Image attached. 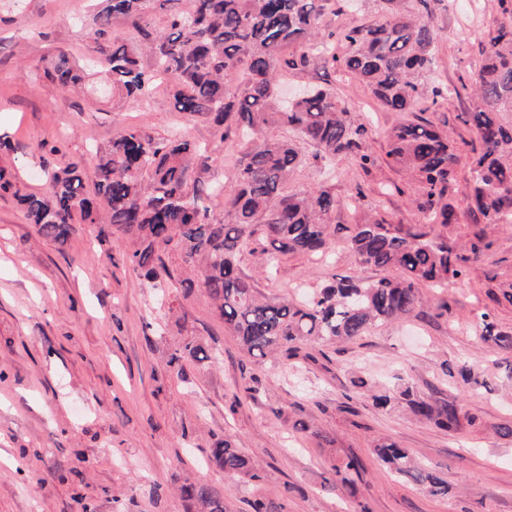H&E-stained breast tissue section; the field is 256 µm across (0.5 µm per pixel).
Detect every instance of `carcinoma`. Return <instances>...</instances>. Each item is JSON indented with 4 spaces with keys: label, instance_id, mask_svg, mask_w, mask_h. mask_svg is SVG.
Listing matches in <instances>:
<instances>
[{
    "label": "carcinoma",
    "instance_id": "1",
    "mask_svg": "<svg viewBox=\"0 0 512 512\" xmlns=\"http://www.w3.org/2000/svg\"><path fill=\"white\" fill-rule=\"evenodd\" d=\"M89 0L93 46L83 62L57 51L47 58L42 77L63 91L82 88L90 71L103 73L112 91L143 99L167 83L175 107L191 120L215 129L219 141L233 134L249 147L239 161L235 185L224 195V217H211L205 202L220 194L207 173L208 148L181 131L152 139L124 128L102 152L94 193L85 190L78 168L48 173L49 191L24 193L12 170L0 167V196L10 194L37 232L65 248L78 224H109L111 233L130 240L128 261L148 278L163 275L183 289L201 286L215 313L237 336L249 358H311L312 342L350 341L370 328L411 316L421 283L442 286L466 273L467 263L490 247L477 236L462 254L418 229L364 214L348 237L359 261L386 272L372 281L332 277L305 301L258 296L238 265L239 254L260 242L270 258L324 254L332 249L331 215L337 200L323 183L306 191L287 190L289 176L303 156L285 139L265 135L271 123L292 128L317 149L315 158L354 157L363 169L372 163L363 150L365 130L329 88L311 87L292 103H282L278 86L290 70L305 71L315 61L339 62L370 88L390 112H412L419 76L431 69L439 39L428 0H378L384 21L363 27L325 30L336 14V0ZM502 19L479 42L480 66L471 89L472 109L458 120L480 135L482 148L469 168L468 211L493 231L512 224V0H498ZM160 12L161 26L147 17ZM122 22L130 42L112 37ZM293 49L286 55L284 50ZM152 60L150 68L141 57ZM387 156L409 172L420 190L418 208L427 220L452 223L454 211L442 202L456 179L458 158L448 134L427 122L407 121L388 133ZM484 340L512 349V329H496L489 312L477 315ZM190 357L217 360L187 339L169 364ZM378 408L403 404L415 417L443 430L460 426L456 405L442 396L423 397L403 382L370 395ZM374 451L394 473L433 495H446L448 483L417 465L408 449L393 441ZM209 461L232 479L258 480V461L220 440ZM336 481L353 483L358 461L335 467ZM179 492L190 509L226 512L224 493L190 479Z\"/></svg>",
    "mask_w": 512,
    "mask_h": 512
}]
</instances>
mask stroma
<instances>
[{
    "mask_svg": "<svg viewBox=\"0 0 512 512\" xmlns=\"http://www.w3.org/2000/svg\"><path fill=\"white\" fill-rule=\"evenodd\" d=\"M440 37L413 113L386 112L369 88L340 66L318 63L289 73L283 92L304 83L332 88L366 127L364 148L375 160L362 170L347 157L324 165L299 141L303 164L289 190L328 182L339 205L331 258L242 252L239 265L267 298L312 296L331 278H380L358 261L346 239L363 213L426 229L449 246L484 229L468 213V168L480 142L458 120L471 108L465 91L479 64L478 39L499 19L497 0H430ZM83 0H0V134L13 144L0 165L16 168L30 192L48 187L46 171L78 164L86 187L97 179L98 153L114 134L134 127L152 138L181 128L209 144L213 180L232 186L246 143L214 141L210 124L181 118L166 88L148 101L95 99L90 89L67 94L40 80L49 53L84 55L92 43L78 18ZM446 91L432 98L433 89ZM423 119L449 132L458 174L444 195L456 218L426 224L418 188L388 156L387 132ZM61 154L49 153L50 145ZM96 224L78 225L58 249L40 236L12 198H0V512H188L177 486L188 478L223 488L232 512L263 498L282 512H512V351L485 342L474 325L487 311L498 329H512V225L464 277L419 287L414 316L384 324L339 346H314L310 359L253 361L216 315L203 288L190 296L156 287L127 263L129 244L97 242ZM221 351L217 362L185 359L169 366L186 338ZM469 362L485 382L449 383L444 367ZM259 385H251V375ZM367 375L381 390L403 375L422 396L454 398L462 420L450 433L403 407L378 409L351 380ZM228 439L258 460L257 481H231L209 464V448ZM407 448L417 463L448 481V496L431 495L399 477L374 453L378 439ZM362 468L353 487H333L334 468L348 458Z\"/></svg>",
    "mask_w": 512,
    "mask_h": 512,
    "instance_id": "35a3bbf8",
    "label": "stroma"
}]
</instances>
